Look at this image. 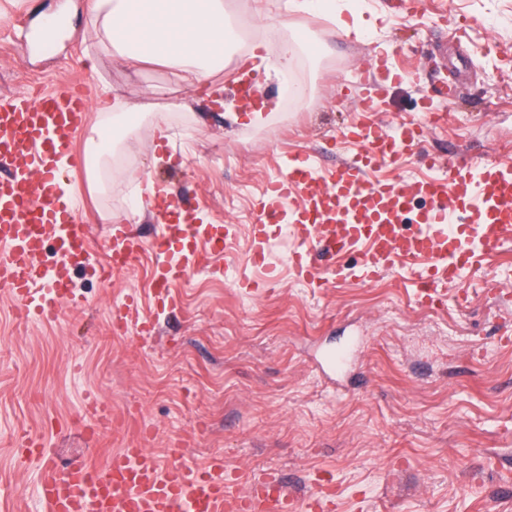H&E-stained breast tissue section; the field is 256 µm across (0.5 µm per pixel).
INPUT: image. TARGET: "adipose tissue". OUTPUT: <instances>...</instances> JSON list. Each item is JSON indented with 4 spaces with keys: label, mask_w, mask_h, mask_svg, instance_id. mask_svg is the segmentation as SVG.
Instances as JSON below:
<instances>
[{
    "label": "adipose tissue",
    "mask_w": 512,
    "mask_h": 512,
    "mask_svg": "<svg viewBox=\"0 0 512 512\" xmlns=\"http://www.w3.org/2000/svg\"><path fill=\"white\" fill-rule=\"evenodd\" d=\"M90 17L100 28L101 44L124 65H161L192 85L209 84L224 65V53L238 38L224 0H90ZM129 114L120 97L97 119L92 142L95 165H109L116 145L115 126Z\"/></svg>",
    "instance_id": "ef3b65f1"
}]
</instances>
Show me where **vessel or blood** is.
Listing matches in <instances>:
<instances>
[{"label": "vessel or blood", "instance_id": "1", "mask_svg": "<svg viewBox=\"0 0 512 512\" xmlns=\"http://www.w3.org/2000/svg\"><path fill=\"white\" fill-rule=\"evenodd\" d=\"M235 91L249 108L261 94L247 71L239 73ZM361 110L362 119L342 133L357 148L353 156L322 166L312 154L292 153L268 180L251 226L252 262L264 270L265 283L277 282L272 227L287 223L300 243L287 256L297 277L323 286L335 276V269L316 265L320 252L360 253L364 281L408 262L423 305L441 285L461 282L475 264L492 262L512 240V159L429 154V175L408 180L398 175L405 159L421 152L425 128L446 125V113L424 105L416 119L387 126L373 119L368 95ZM88 119L89 90L81 84L0 99V292L26 319L53 323L65 309L82 307L83 297L69 289L77 273L111 282L143 249L133 227L116 224L106 256L83 258L90 227L63 198L58 160L71 153ZM152 210L161 228L152 274L159 306L197 266L201 246L219 250L225 228L201 223L194 205L178 196L156 194ZM113 328H132L144 338L155 325L132 294L115 311ZM114 419L109 403L87 396L81 425L90 440L111 430ZM181 454L170 449L171 462L163 466L137 446L102 465L86 459L63 469L42 465V512H288L292 493L279 479L234 493L223 459L193 467L180 463Z\"/></svg>", "mask_w": 512, "mask_h": 512}]
</instances>
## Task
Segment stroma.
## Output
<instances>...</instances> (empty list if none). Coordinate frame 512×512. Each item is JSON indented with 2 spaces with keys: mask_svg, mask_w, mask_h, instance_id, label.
Here are the masks:
<instances>
[{
  "mask_svg": "<svg viewBox=\"0 0 512 512\" xmlns=\"http://www.w3.org/2000/svg\"><path fill=\"white\" fill-rule=\"evenodd\" d=\"M392 3L357 0L370 28L347 35L323 14L290 13L286 0H227L235 27L268 59L294 42L288 76L306 89L287 102L282 84L261 80L264 100L279 108L256 126L238 109L235 55L213 77L224 88L216 102L165 67L134 71L112 58L87 0H0V17L62 15L73 31L36 54L25 50L22 28L0 27V96L73 79L88 85L92 108L111 90L131 112L168 115V141L157 142L145 119L115 151L120 176L99 184L79 175L74 198L93 258L109 246L104 214L154 235L151 208L133 215L126 207L145 171L194 197L205 223L233 227L224 252L203 251L175 286L171 311L152 307L149 250L112 284L76 275L85 304L54 323L19 318L0 294V512H41L39 466L20 456L21 433L40 437L58 465L104 462L135 445L121 425L95 443L83 437L76 419L90 394L118 416L138 414L157 457L179 442L188 464L223 458L240 491L275 471L300 495L323 476L326 512H512V243L494 263L468 270L463 285H444L432 308L417 306L409 268L364 282L348 256L325 288L287 270L253 295L233 285L258 274L249 232L277 156L319 152L330 164L353 152L336 137L358 113L369 57L391 51L402 73L377 104L384 121L413 119L427 94L447 114L444 129L427 133V152L475 157L512 142V0H422L417 14L399 17ZM454 17L473 23L460 50L446 40ZM452 70L461 97L451 103L436 92ZM132 289L157 323L155 339L113 330L114 308ZM350 344L353 374L320 371L324 350Z\"/></svg>",
  "mask_w": 512,
  "mask_h": 512,
  "instance_id": "1",
  "label": "stroma"
}]
</instances>
